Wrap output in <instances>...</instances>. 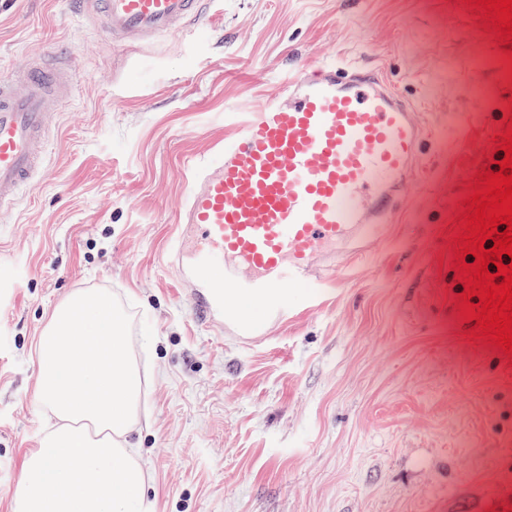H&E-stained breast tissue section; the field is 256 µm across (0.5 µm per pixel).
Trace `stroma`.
Wrapping results in <instances>:
<instances>
[{"instance_id":"1","label":"stroma","mask_w":512,"mask_h":512,"mask_svg":"<svg viewBox=\"0 0 512 512\" xmlns=\"http://www.w3.org/2000/svg\"><path fill=\"white\" fill-rule=\"evenodd\" d=\"M223 3L196 33L122 48L69 0H0V72L60 47L78 68L43 172L0 210V512L53 423L37 338L82 291L131 318L143 420L129 442L153 512H502L512 360L467 337L451 239L475 174L504 157L503 45L465 0ZM324 61L377 69L418 112V177L318 309L260 341L214 335L161 262L183 166L223 141L225 113Z\"/></svg>"}]
</instances>
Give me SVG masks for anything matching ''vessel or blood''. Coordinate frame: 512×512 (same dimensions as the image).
Instances as JSON below:
<instances>
[{"instance_id": "obj_1", "label": "vessel or blood", "mask_w": 512, "mask_h": 512, "mask_svg": "<svg viewBox=\"0 0 512 512\" xmlns=\"http://www.w3.org/2000/svg\"><path fill=\"white\" fill-rule=\"evenodd\" d=\"M211 0H72L119 45L194 30ZM69 54L0 72V209L13 207L45 163L40 153L75 86ZM229 134L194 161L164 262L192 312L216 333L256 338L299 301L314 305L336 276V250L362 256L403 205L425 138L411 106L382 75L322 62L297 70L279 96L228 112Z\"/></svg>"}]
</instances>
